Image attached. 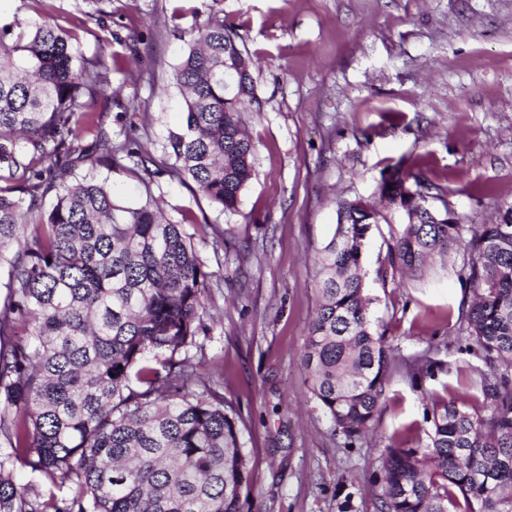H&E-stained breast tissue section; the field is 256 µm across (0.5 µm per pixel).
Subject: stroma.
I'll return each mask as SVG.
<instances>
[{"label":"stroma","instance_id":"35a3bbf8","mask_svg":"<svg viewBox=\"0 0 512 512\" xmlns=\"http://www.w3.org/2000/svg\"><path fill=\"white\" fill-rule=\"evenodd\" d=\"M81 0H0V20L22 16L77 29ZM175 15L177 0H106L102 21L79 31L85 54L113 61L107 121L123 115L159 153L181 125L170 73L180 30L207 16ZM255 68L256 177L236 213H219L193 185L162 177L150 187L129 170L97 172L127 202L153 193L181 222L210 273V314L199 376L242 423L251 460L241 512H378L375 479L385 448L424 444L431 396L481 400L484 364L469 349L460 312L470 299L463 251L423 278L393 272L390 228L372 227L362 274L377 334L393 349L372 435L347 446L301 371L299 355L318 300L317 250L332 236L337 203L373 200L395 163L448 193L464 222L481 224L512 203V0H222ZM442 363L413 380L410 367Z\"/></svg>","mask_w":512,"mask_h":512}]
</instances>
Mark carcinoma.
<instances>
[{"label":"carcinoma","mask_w":512,"mask_h":512,"mask_svg":"<svg viewBox=\"0 0 512 512\" xmlns=\"http://www.w3.org/2000/svg\"><path fill=\"white\" fill-rule=\"evenodd\" d=\"M181 35L171 80L185 120L157 159L137 125L112 135L92 111L112 99L103 55L85 56L76 32L47 21L0 23V512H240L249 492L236 410L210 386L192 389L188 350H203L211 277L192 235L150 194L131 204L106 178L56 183L75 160L108 171L128 160L150 179L191 181L222 213L238 210L255 173L243 117L261 112L253 60L221 9ZM376 195L340 200L319 251L300 358L311 393L350 444L377 420L390 352L361 276L371 225L391 226L389 262L403 274L463 249L465 340L486 367L482 400H433L426 443L384 450L380 510L512 512V203L489 224L450 220L444 191L400 162ZM18 465L47 488L18 486Z\"/></svg>","instance_id":"1"}]
</instances>
